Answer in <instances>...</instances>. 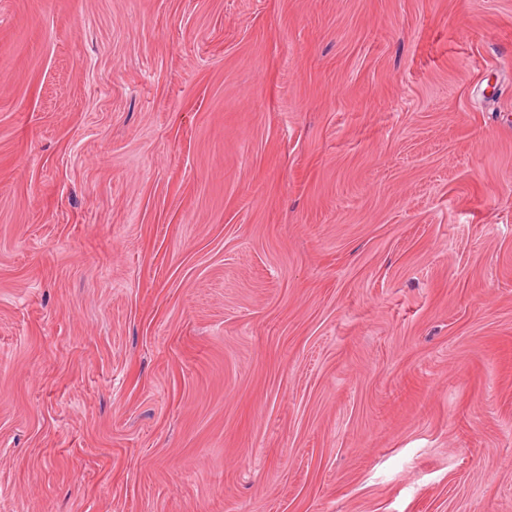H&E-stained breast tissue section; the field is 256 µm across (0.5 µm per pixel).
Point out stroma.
<instances>
[{
	"label": "stroma",
	"instance_id": "1",
	"mask_svg": "<svg viewBox=\"0 0 512 512\" xmlns=\"http://www.w3.org/2000/svg\"><path fill=\"white\" fill-rule=\"evenodd\" d=\"M0 512H512V0H0Z\"/></svg>",
	"mask_w": 512,
	"mask_h": 512
}]
</instances>
